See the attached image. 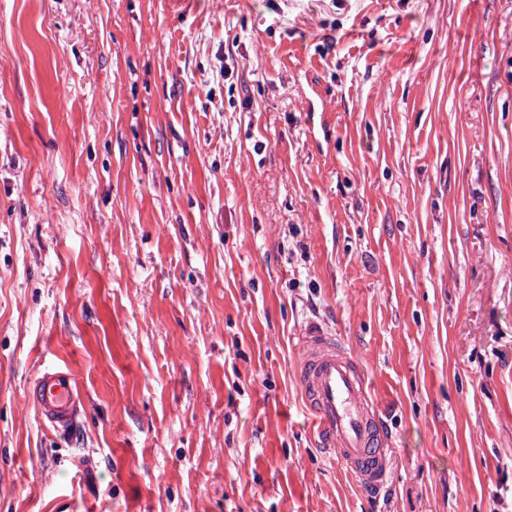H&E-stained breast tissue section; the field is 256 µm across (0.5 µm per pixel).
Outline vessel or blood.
Wrapping results in <instances>:
<instances>
[{
    "label": "vessel or blood",
    "instance_id": "vessel-or-blood-1",
    "mask_svg": "<svg viewBox=\"0 0 512 512\" xmlns=\"http://www.w3.org/2000/svg\"><path fill=\"white\" fill-rule=\"evenodd\" d=\"M297 345L302 393L319 444L358 483L382 486L388 469L387 438L364 366L315 322L303 328ZM25 399L44 424L59 432L74 427L86 412L76 375L67 367L39 371Z\"/></svg>",
    "mask_w": 512,
    "mask_h": 512
}]
</instances>
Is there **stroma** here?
<instances>
[{
  "label": "stroma",
  "mask_w": 512,
  "mask_h": 512,
  "mask_svg": "<svg viewBox=\"0 0 512 512\" xmlns=\"http://www.w3.org/2000/svg\"><path fill=\"white\" fill-rule=\"evenodd\" d=\"M0 512H512V0H0ZM296 340L302 393L321 448L358 483L379 488L387 478V438L364 366L319 323L309 322ZM25 399L35 408L43 423L58 432L74 427L87 410L76 375L68 367L39 371Z\"/></svg>",
  "instance_id": "stroma-1"
}]
</instances>
